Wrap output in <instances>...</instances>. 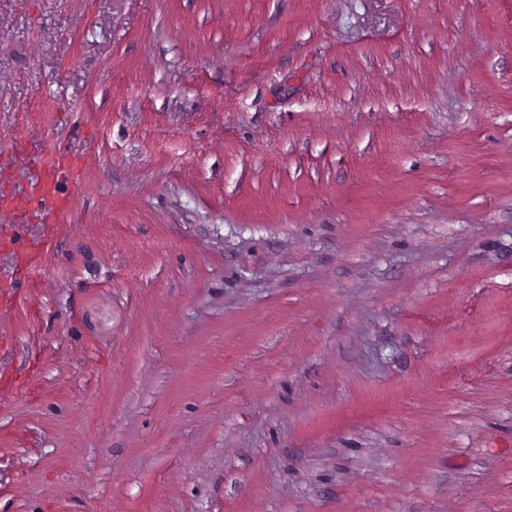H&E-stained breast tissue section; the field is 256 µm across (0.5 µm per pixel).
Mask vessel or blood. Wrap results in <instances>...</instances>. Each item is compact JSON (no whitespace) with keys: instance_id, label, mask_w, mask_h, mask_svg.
<instances>
[{"instance_id":"vessel-or-blood-1","label":"vessel or blood","mask_w":512,"mask_h":512,"mask_svg":"<svg viewBox=\"0 0 512 512\" xmlns=\"http://www.w3.org/2000/svg\"><path fill=\"white\" fill-rule=\"evenodd\" d=\"M39 166L41 175L29 191L0 198V205L10 208L22 217H36L40 223H50L53 214L66 211L67 197L59 191L62 181L75 178L79 172L76 161L55 152L42 155Z\"/></svg>"}]
</instances>
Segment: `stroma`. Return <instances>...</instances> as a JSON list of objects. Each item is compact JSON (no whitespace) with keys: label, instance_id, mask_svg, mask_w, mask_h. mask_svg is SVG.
<instances>
[{"label":"stroma","instance_id":"1","mask_svg":"<svg viewBox=\"0 0 512 512\" xmlns=\"http://www.w3.org/2000/svg\"><path fill=\"white\" fill-rule=\"evenodd\" d=\"M51 150L0 512H512V0H0V194ZM41 176L29 191L1 195V207H8L24 218L39 219L40 224H53L51 216L68 209V198L59 191V185L66 178L78 176L79 164L73 160L49 151L39 161Z\"/></svg>","mask_w":512,"mask_h":512}]
</instances>
